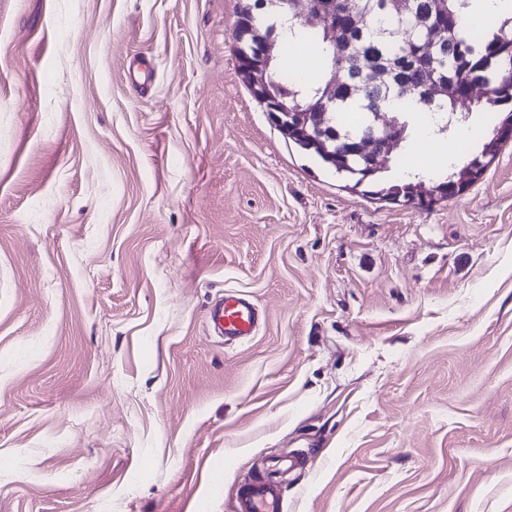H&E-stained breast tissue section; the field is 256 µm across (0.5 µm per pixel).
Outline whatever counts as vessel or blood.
I'll return each instance as SVG.
<instances>
[{
  "instance_id": "obj_1",
  "label": "vessel or blood",
  "mask_w": 512,
  "mask_h": 512,
  "mask_svg": "<svg viewBox=\"0 0 512 512\" xmlns=\"http://www.w3.org/2000/svg\"><path fill=\"white\" fill-rule=\"evenodd\" d=\"M264 316L252 301L240 294H227L212 307L209 327L225 342L250 340L257 333ZM282 488L269 479L246 478L236 491L238 512H281Z\"/></svg>"
}]
</instances>
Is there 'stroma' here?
Returning <instances> with one entry per match:
<instances>
[{
	"label": "stroma",
	"mask_w": 512,
	"mask_h": 512,
	"mask_svg": "<svg viewBox=\"0 0 512 512\" xmlns=\"http://www.w3.org/2000/svg\"><path fill=\"white\" fill-rule=\"evenodd\" d=\"M239 4L0 0V512H234L297 449L283 512H512V141L426 208L351 191L242 81ZM458 109L401 170L479 154ZM263 321V314L249 298L225 294L210 311L209 328L225 343L245 342L255 336Z\"/></svg>",
	"instance_id": "obj_1"
}]
</instances>
